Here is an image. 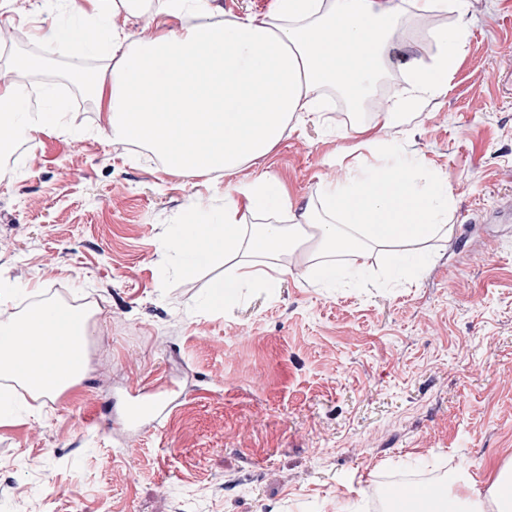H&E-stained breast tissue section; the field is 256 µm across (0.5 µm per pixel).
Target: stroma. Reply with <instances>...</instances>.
I'll return each mask as SVG.
<instances>
[{
	"label": "stroma",
	"instance_id": "1",
	"mask_svg": "<svg viewBox=\"0 0 512 512\" xmlns=\"http://www.w3.org/2000/svg\"><path fill=\"white\" fill-rule=\"evenodd\" d=\"M81 2L0 0V85L22 78L35 109L65 106L64 133L26 143L23 170L0 174V284L15 291L0 322L48 299L100 306L80 385L45 403L0 377L21 402L0 425V512H385L383 484L409 483L412 460L467 469L487 491L512 465V0H468L446 89L377 131L452 187L453 231L416 274L391 275L380 252L359 285L297 265L219 312L201 301L223 266L179 273L172 225L220 211L227 185L263 173L296 210L318 209L319 188L364 162L337 116L346 101L324 91L333 117L305 120L228 176L133 159L72 78L85 61L35 37ZM462 19L391 30L400 50L375 111L396 100L407 60L434 54L429 32ZM28 56L42 67L20 74ZM172 382L180 395L160 424L121 429L132 391Z\"/></svg>",
	"mask_w": 512,
	"mask_h": 512
}]
</instances>
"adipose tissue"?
<instances>
[{"mask_svg": "<svg viewBox=\"0 0 512 512\" xmlns=\"http://www.w3.org/2000/svg\"><path fill=\"white\" fill-rule=\"evenodd\" d=\"M145 6L146 0H83L79 15L96 25L94 37H77L76 26L55 21L38 28L36 37L80 57L119 56L111 82L87 86L109 112L110 133L149 145L168 169L194 176L228 175L241 164L260 162L292 121L323 119L318 89H336L354 103L363 100L394 51L386 34L404 18L400 0H275L270 18L215 22L209 0H162L161 13L181 24H159L148 42L131 44L121 32L98 26L116 10ZM323 29L330 39L320 37ZM368 30L376 37L366 52H357ZM431 38L436 52L410 62L409 87L400 101L368 120L351 115L355 147L368 150L374 162L357 177L323 187L319 211L302 214L294 224L269 223V215L292 210L293 204L280 181L264 173L226 188L217 223L195 234L179 228L172 244L180 272L222 261L230 265L213 283L208 309L223 310L244 286L269 287L287 275L286 267L259 265L260 257L272 253L306 251L315 274L331 282L338 270L332 256L347 257L350 269L359 272L380 248L392 271L400 272L409 266L413 247L451 234L446 178L395 159L374 134L399 123L417 99L444 90L464 51L466 29L437 30ZM20 97L19 84L0 86L1 135L32 141L58 127L59 109L25 112L18 107ZM189 141L199 144L198 152L186 150ZM92 317L57 301L30 307L25 322L38 324L55 344L52 351L24 355L5 346L15 324L0 323V376L50 400L75 386L87 371Z\"/></svg>", "mask_w": 512, "mask_h": 512, "instance_id": "ef3b65f1", "label": "adipose tissue"}]
</instances>
